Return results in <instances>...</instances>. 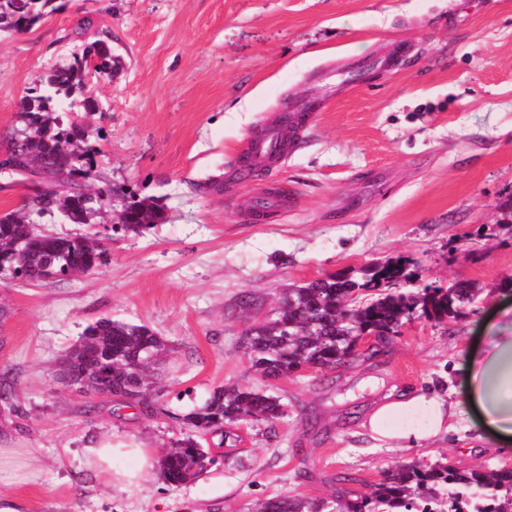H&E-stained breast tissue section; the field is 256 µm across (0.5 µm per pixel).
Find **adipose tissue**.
<instances>
[{"label":"adipose tissue","instance_id":"obj_1","mask_svg":"<svg viewBox=\"0 0 512 512\" xmlns=\"http://www.w3.org/2000/svg\"><path fill=\"white\" fill-rule=\"evenodd\" d=\"M483 344L471 347L456 368L465 391L447 398L419 391L378 405L364 425L378 448H420L441 442L469 419L476 435H487L499 446L512 447V307L501 308L483 327ZM87 466L104 480L132 492L154 475V451L111 440L93 441L85 450ZM38 476V457L31 448L0 446V512H24L13 486Z\"/></svg>","mask_w":512,"mask_h":512}]
</instances>
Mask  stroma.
<instances>
[{
  "instance_id": "obj_1",
  "label": "stroma",
  "mask_w": 512,
  "mask_h": 512,
  "mask_svg": "<svg viewBox=\"0 0 512 512\" xmlns=\"http://www.w3.org/2000/svg\"><path fill=\"white\" fill-rule=\"evenodd\" d=\"M99 41L115 59L91 80L99 109L85 112L76 90L62 118L88 126L92 183L114 189L92 222L108 262L50 283L0 280L11 376L0 445L39 458L36 482L12 490L25 512H251L275 496L330 497L342 472L355 494L412 462L512 468L467 432L389 449L361 427L386 396L457 389L451 365L512 279V0H56L30 29L0 31V142L20 101ZM344 59L354 71L336 72ZM286 98L313 103L307 131L280 168L240 179L248 136ZM271 187L287 189V207L248 220ZM132 198L160 205L163 223L112 231ZM397 259L408 274L398 291L465 280L482 293L457 319L413 314L378 356L360 340L346 367L251 371L242 333L285 288ZM101 318L164 339L155 415L63 380L61 356ZM233 381L278 396L285 413L239 426L235 448H212L215 465L193 482L158 474L130 496L86 466L102 436L162 455L181 415Z\"/></svg>"
}]
</instances>
